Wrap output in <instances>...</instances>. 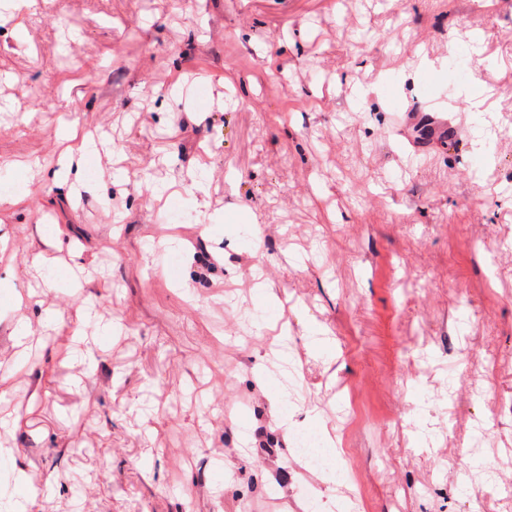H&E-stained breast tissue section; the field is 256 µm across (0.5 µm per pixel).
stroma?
Segmentation results:
<instances>
[{
    "label": "stroma",
    "instance_id": "1",
    "mask_svg": "<svg viewBox=\"0 0 512 512\" xmlns=\"http://www.w3.org/2000/svg\"><path fill=\"white\" fill-rule=\"evenodd\" d=\"M487 61L485 126L461 92ZM414 113L447 118L448 140ZM65 126L108 141L78 190L61 181ZM10 192L0 439L9 472L54 490L32 512H357L359 497L512 512V0H44L2 16ZM38 253L52 262L36 271ZM281 321L298 403L269 371ZM325 429L351 478L293 454Z\"/></svg>",
    "mask_w": 512,
    "mask_h": 512
}]
</instances>
